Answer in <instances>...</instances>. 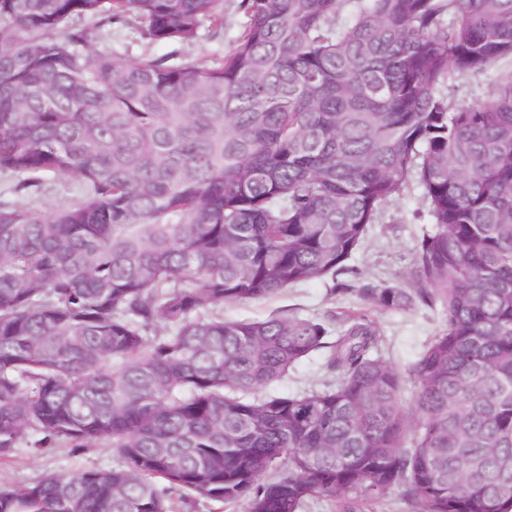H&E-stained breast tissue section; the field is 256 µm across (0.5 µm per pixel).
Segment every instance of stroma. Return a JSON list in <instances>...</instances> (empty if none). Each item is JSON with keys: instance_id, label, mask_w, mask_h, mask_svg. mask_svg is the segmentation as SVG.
Listing matches in <instances>:
<instances>
[{"instance_id": "stroma-1", "label": "stroma", "mask_w": 512, "mask_h": 512, "mask_svg": "<svg viewBox=\"0 0 512 512\" xmlns=\"http://www.w3.org/2000/svg\"><path fill=\"white\" fill-rule=\"evenodd\" d=\"M248 22L242 0H224V29L211 33L201 29L197 38L184 43H153L145 39L136 24L100 25L98 20H80L96 51L134 61L144 57L173 58L177 63H191L229 51ZM512 73V59L502 58L480 74L453 75L442 88L449 103L467 105L484 99L498 80ZM82 189L63 178L48 179L42 188L26 195L32 207L51 210L79 200ZM430 217L422 192L416 183H408L399 196L383 208L381 217L370 227L351 264L369 281L407 285L413 249L424 231L430 230ZM329 284L323 280L305 282L268 299L225 305V318L260 320L274 311L301 316L323 317L331 312L359 308L353 297L331 299ZM377 319L386 343L387 356L398 371H406L424 344L442 326L439 310L426 307L410 313L382 312ZM118 464L111 449L98 446L72 455L66 448H19L15 454L0 461V485L20 486L51 473L76 474L84 469L109 470Z\"/></svg>"}]
</instances>
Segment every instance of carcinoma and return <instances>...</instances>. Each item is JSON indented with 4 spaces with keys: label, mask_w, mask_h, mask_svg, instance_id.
I'll use <instances>...</instances> for the list:
<instances>
[{
    "label": "carcinoma",
    "mask_w": 512,
    "mask_h": 512,
    "mask_svg": "<svg viewBox=\"0 0 512 512\" xmlns=\"http://www.w3.org/2000/svg\"><path fill=\"white\" fill-rule=\"evenodd\" d=\"M225 54L97 53L81 18L151 42L224 29V0H0V171L84 196L0 204V459L106 445L112 470L0 486V512H512V0H243ZM351 10L350 21L341 17ZM417 180L433 230L407 287L349 264ZM328 279L362 307L226 320ZM438 307L400 373L377 311ZM163 335L151 334L157 329ZM331 380L276 391L299 362ZM274 476L266 480L269 472ZM511 72L512 59L510 57L502 58L490 64L481 74H454L448 83L441 88V92L448 96V103H451V105H467L484 99L492 91L498 80Z\"/></svg>",
    "instance_id": "1"
}]
</instances>
